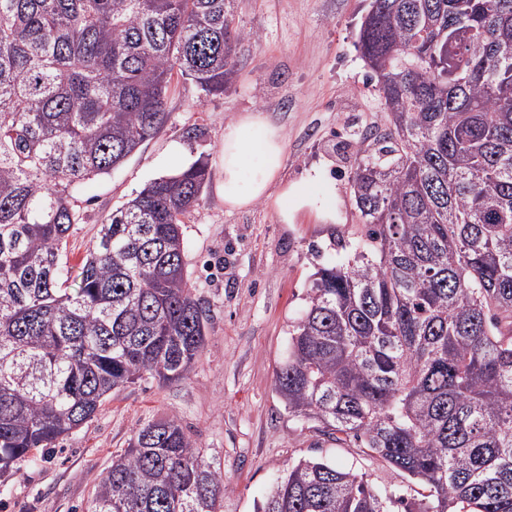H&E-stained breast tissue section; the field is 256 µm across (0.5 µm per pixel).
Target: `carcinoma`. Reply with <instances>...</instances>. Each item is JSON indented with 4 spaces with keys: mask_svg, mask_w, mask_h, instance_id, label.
Returning <instances> with one entry per match:
<instances>
[{
    "mask_svg": "<svg viewBox=\"0 0 512 512\" xmlns=\"http://www.w3.org/2000/svg\"><path fill=\"white\" fill-rule=\"evenodd\" d=\"M234 0H0V473L205 348L183 218L197 160L102 225L68 288L74 193L169 120L173 77L232 84ZM357 49L384 133L355 148L367 247L318 268L275 389L288 413L404 475L288 464L259 512H512V0H370ZM419 485L425 494L408 493ZM174 419L140 427L86 512H223Z\"/></svg>",
    "mask_w": 512,
    "mask_h": 512,
    "instance_id": "obj_1",
    "label": "carcinoma"
}]
</instances>
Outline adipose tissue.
I'll list each match as a JSON object with an SVG mask.
<instances>
[{
	"mask_svg": "<svg viewBox=\"0 0 512 512\" xmlns=\"http://www.w3.org/2000/svg\"><path fill=\"white\" fill-rule=\"evenodd\" d=\"M284 140L277 126L259 112L248 113L224 128V203L239 209L271 198L284 221L313 209L323 220L336 219V185L320 173L283 183L276 194L268 189L283 166Z\"/></svg>",
	"mask_w": 512,
	"mask_h": 512,
	"instance_id": "obj_1",
	"label": "adipose tissue"
}]
</instances>
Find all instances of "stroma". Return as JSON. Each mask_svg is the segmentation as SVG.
<instances>
[{
  "mask_svg": "<svg viewBox=\"0 0 512 512\" xmlns=\"http://www.w3.org/2000/svg\"><path fill=\"white\" fill-rule=\"evenodd\" d=\"M369 0H235L247 33L237 76L221 95H204L175 76L165 128L111 174L85 181L81 221L68 239L71 266L112 211L150 180L168 174L173 153L202 159L209 180L200 207L182 226L189 282L206 311L205 349L184 379L143 378L113 393L102 412L0 475V512H85L95 486L138 428L173 418L224 476V512H257L289 462L323 455L371 473L380 485L405 479L355 446L338 447L288 414L274 377L290 332L307 305L318 267L338 256L335 240H360L348 183L351 145L380 125L383 107L354 47ZM262 112L285 140L281 180L318 171L336 184V221L312 210L282 221L267 204L224 205V128Z\"/></svg>",
  "mask_w": 512,
  "mask_h": 512,
  "instance_id": "35a3bbf8",
  "label": "stroma"
}]
</instances>
